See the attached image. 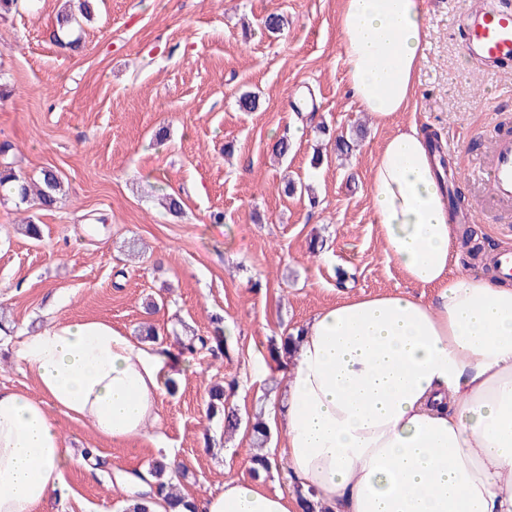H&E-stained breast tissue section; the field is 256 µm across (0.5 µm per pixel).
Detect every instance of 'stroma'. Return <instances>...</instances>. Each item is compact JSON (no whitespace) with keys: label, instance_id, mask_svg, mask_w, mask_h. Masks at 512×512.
I'll use <instances>...</instances> for the list:
<instances>
[{"label":"stroma","instance_id":"obj_1","mask_svg":"<svg viewBox=\"0 0 512 512\" xmlns=\"http://www.w3.org/2000/svg\"><path fill=\"white\" fill-rule=\"evenodd\" d=\"M63 2L26 0L0 16V164L34 179L53 169L64 186L55 208L35 211L37 240L18 229L25 211L0 202V388L39 393L15 354L27 331L103 319L134 336L148 322L175 350L223 315L224 356L200 346L183 357L173 371L180 391L162 395L148 436L109 442L89 420L51 410L66 447L106 465L68 470L36 512H123L132 490L123 474L164 455L182 466L181 491L199 500L252 476L246 422L288 389V361L271 359V342L344 292L409 290L368 192L387 138L414 124L449 145L458 196L475 217L463 233L466 265L512 244V216L479 184L482 157L464 150L493 128L512 132V71L467 60L456 27L467 0H424L414 98L381 125L346 79L342 0H97L74 25V51L51 40ZM275 11L288 23L271 34L263 21ZM245 91L259 95L256 111L239 110ZM323 123L354 139L349 158L337 157ZM284 136L291 150L280 162L272 146ZM288 176L314 197L286 196ZM166 194L182 214L160 206ZM316 237L325 247L314 254ZM150 297L161 302L151 314ZM259 364L268 370L260 383ZM217 383L232 386L227 404L242 420L229 436L207 415Z\"/></svg>","mask_w":512,"mask_h":512}]
</instances>
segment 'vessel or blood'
I'll list each match as a JSON object with an SVG mask.
<instances>
[{
	"label": "vessel or blood",
	"mask_w": 512,
	"mask_h": 512,
	"mask_svg": "<svg viewBox=\"0 0 512 512\" xmlns=\"http://www.w3.org/2000/svg\"><path fill=\"white\" fill-rule=\"evenodd\" d=\"M458 29L471 58L492 70L512 69V10L501 0H479L459 19ZM484 182L490 198L512 204V135L498 133L492 137Z\"/></svg>",
	"instance_id": "1"
}]
</instances>
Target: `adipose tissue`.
<instances>
[{
	"instance_id": "obj_1",
	"label": "adipose tissue",
	"mask_w": 512,
	"mask_h": 512,
	"mask_svg": "<svg viewBox=\"0 0 512 512\" xmlns=\"http://www.w3.org/2000/svg\"><path fill=\"white\" fill-rule=\"evenodd\" d=\"M349 86L378 123L406 111L427 34L424 0H343ZM386 252L434 300L353 295L308 320L292 351L288 477L328 512H512V281L452 271L456 228L425 132L387 140L370 175ZM17 355L40 394L0 388V512H36L84 456L48 410L111 441L159 420L170 351L106 320L51 325ZM295 496L226 480L196 512H295Z\"/></svg>"
}]
</instances>
